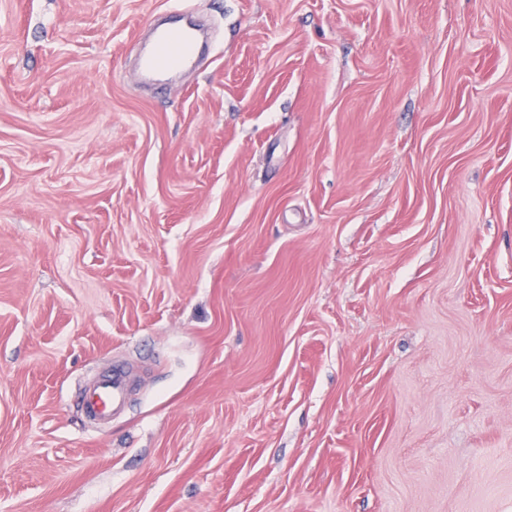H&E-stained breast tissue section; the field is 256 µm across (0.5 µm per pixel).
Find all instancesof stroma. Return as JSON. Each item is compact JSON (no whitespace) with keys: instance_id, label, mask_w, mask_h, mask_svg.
Returning a JSON list of instances; mask_svg holds the SVG:
<instances>
[{"instance_id":"stroma-1","label":"stroma","mask_w":512,"mask_h":512,"mask_svg":"<svg viewBox=\"0 0 512 512\" xmlns=\"http://www.w3.org/2000/svg\"><path fill=\"white\" fill-rule=\"evenodd\" d=\"M0 512H512V0H0ZM199 41L190 28H166L157 32L150 49L141 59L143 75L151 82H160L172 73L191 66ZM132 375L122 364H114L109 372L83 386L78 404L90 421L104 422L125 410L131 392Z\"/></svg>"}]
</instances>
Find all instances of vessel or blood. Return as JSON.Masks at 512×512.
<instances>
[{
    "label": "vessel or blood",
    "mask_w": 512,
    "mask_h": 512,
    "mask_svg": "<svg viewBox=\"0 0 512 512\" xmlns=\"http://www.w3.org/2000/svg\"><path fill=\"white\" fill-rule=\"evenodd\" d=\"M199 41L188 28H166L156 34L150 49L141 59L142 72L152 82L163 81L172 73L191 66ZM132 375L125 365L114 364L109 372L83 386L78 404L84 416L104 422L122 413L131 392Z\"/></svg>",
    "instance_id": "b4317fda"
}]
</instances>
